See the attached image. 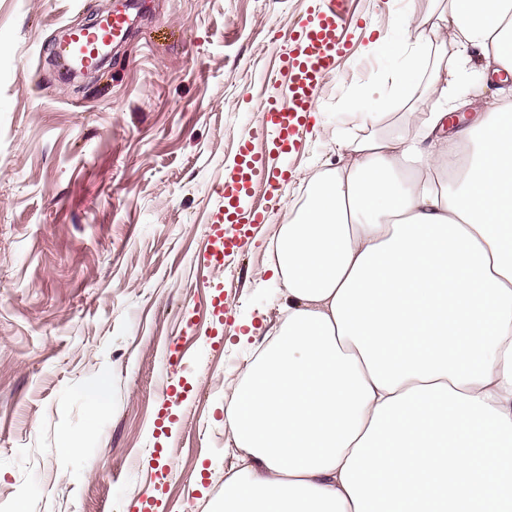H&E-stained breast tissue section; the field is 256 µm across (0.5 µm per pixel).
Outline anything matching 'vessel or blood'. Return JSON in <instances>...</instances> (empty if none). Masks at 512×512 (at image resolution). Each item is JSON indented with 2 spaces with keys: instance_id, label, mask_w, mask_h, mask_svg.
I'll return each instance as SVG.
<instances>
[{
  "instance_id": "b4317fda",
  "label": "vessel or blood",
  "mask_w": 512,
  "mask_h": 512,
  "mask_svg": "<svg viewBox=\"0 0 512 512\" xmlns=\"http://www.w3.org/2000/svg\"><path fill=\"white\" fill-rule=\"evenodd\" d=\"M317 5L301 21L280 75L288 82L287 98L269 96L262 105L264 121L248 129L241 139L240 161L218 185L220 205L204 245V256L211 268L221 269L226 259L245 244L248 228L264 223L267 210L275 209L277 196H268L266 210L239 212L238 193L247 183L261 181L277 186L282 175L275 159L254 152L255 141H279L285 154L298 150L301 132L315 112V101L327 76L335 73L336 59L345 48L341 37L345 0H316ZM131 19L115 14L94 30H77L69 40L58 44L59 56L71 65L83 67L95 62L109 45L125 38Z\"/></svg>"
}]
</instances>
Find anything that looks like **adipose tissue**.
Wrapping results in <instances>:
<instances>
[{"label": "adipose tissue", "instance_id": "ef3b65f1", "mask_svg": "<svg viewBox=\"0 0 512 512\" xmlns=\"http://www.w3.org/2000/svg\"><path fill=\"white\" fill-rule=\"evenodd\" d=\"M424 26L398 16L382 45L394 92L424 44L512 69V0H447ZM456 102L442 66L391 126L357 102L371 133L281 226L280 318L230 383L220 512H512V101L450 133Z\"/></svg>", "mask_w": 512, "mask_h": 512}]
</instances>
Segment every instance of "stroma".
I'll list each match as a JSON object with an SVG mask.
<instances>
[{
  "instance_id": "35a3bbf8",
  "label": "stroma",
  "mask_w": 512,
  "mask_h": 512,
  "mask_svg": "<svg viewBox=\"0 0 512 512\" xmlns=\"http://www.w3.org/2000/svg\"><path fill=\"white\" fill-rule=\"evenodd\" d=\"M314 6L138 0L109 62L69 82L56 39L120 0H0V512H140L147 499L153 512H215L228 384L253 355L240 324L260 338L278 321L268 267L286 211L364 135L347 115L354 90L407 111L442 59L424 50L422 74L394 95L398 61L375 43L435 0H350L348 49L288 159L280 209L214 273L202 257L212 187ZM444 59L462 115L500 99L503 82L479 78L460 47Z\"/></svg>"
}]
</instances>
